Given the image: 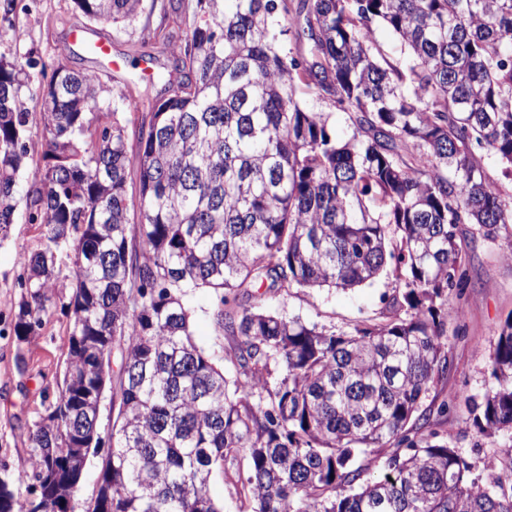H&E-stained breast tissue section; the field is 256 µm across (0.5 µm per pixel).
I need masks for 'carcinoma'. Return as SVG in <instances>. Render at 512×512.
I'll return each mask as SVG.
<instances>
[{"label": "carcinoma", "instance_id": "obj_1", "mask_svg": "<svg viewBox=\"0 0 512 512\" xmlns=\"http://www.w3.org/2000/svg\"><path fill=\"white\" fill-rule=\"evenodd\" d=\"M17 0H0L14 42ZM91 22L132 21L142 0H74ZM288 24L280 25V18ZM397 44L387 54L377 30ZM58 48L52 70L0 55V239L40 88L47 150L26 191L41 248L20 257L14 336L43 326L70 293L66 368L28 428L30 466L0 464V512L15 485L66 512L97 457L91 512H224L209 484L239 455L246 512H512V483L473 478L423 406L448 369V322L470 285L462 238L512 260V0H196L170 46L172 70L127 119ZM349 114L339 133L301 91ZM71 253L69 282L57 252ZM389 270L388 321L338 335L238 302L245 286L355 288ZM207 290L221 336L239 339L228 380L192 338L188 298ZM112 376V443H88ZM283 376L271 383V362ZM474 406L484 432L512 434V315ZM120 365V353L115 350L110 357L108 362H104L103 367V380L102 384L99 388V394H98V406L99 409L102 410L106 408L109 411V415H112V393L109 389L106 387V378L108 375L112 374V368L116 371ZM107 412L104 411L102 414V425H105L107 423Z\"/></svg>", "mask_w": 512, "mask_h": 512}]
</instances>
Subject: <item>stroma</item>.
Instances as JSON below:
<instances>
[{"label": "stroma", "instance_id": "stroma-1", "mask_svg": "<svg viewBox=\"0 0 512 512\" xmlns=\"http://www.w3.org/2000/svg\"><path fill=\"white\" fill-rule=\"evenodd\" d=\"M170 4L171 0H144L143 11L132 22L116 26L89 24L73 0H18L15 22L25 30V39L15 43L10 37L0 38V52L28 54L51 64L70 33L87 28L108 41L112 63L101 66L96 57L77 46L69 58L70 67L98 73L113 105H121L123 97L131 93L152 97L162 84L143 80L142 75L147 72L158 77L170 68L169 52L156 36ZM42 240L41 226L20 218L0 241V459L15 471L27 464L28 426L43 410L44 390H55L62 377L68 347L69 319L57 303L49 306L38 335L20 344L12 331L13 306L21 293L18 257L36 249ZM467 251L471 283L460 301L464 333L449 335L448 372L432 387L427 401L435 406L449 401L448 415L438 427L453 436L472 476L489 483L512 478V460L498 455L500 449L512 445V437L481 434L465 400H482L492 386L491 355L504 321L512 315V261L504 258L501 248L480 241L468 244ZM395 286L394 277L383 274L354 289L293 288L273 300L264 290L253 288L247 302L271 305L283 316L341 334L383 323L384 299L394 294ZM189 304L195 311L192 331L196 344L216 353L226 377H234V343L216 333L211 319L213 297L201 291ZM494 454L499 457L497 467L487 469L486 462Z\"/></svg>", "mask_w": 512, "mask_h": 512}]
</instances>
